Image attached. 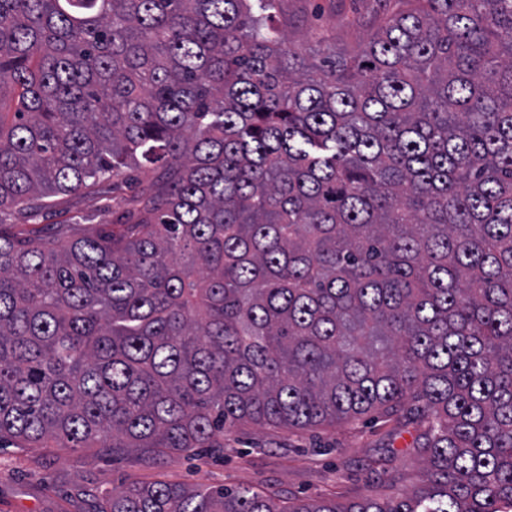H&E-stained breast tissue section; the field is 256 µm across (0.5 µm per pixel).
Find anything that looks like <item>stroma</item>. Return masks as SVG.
<instances>
[{
	"label": "stroma",
	"mask_w": 512,
	"mask_h": 512,
	"mask_svg": "<svg viewBox=\"0 0 512 512\" xmlns=\"http://www.w3.org/2000/svg\"><path fill=\"white\" fill-rule=\"evenodd\" d=\"M394 6V0H280L275 22L304 58L312 57L321 39L352 57ZM156 176L153 168L133 171L131 186L110 194L105 213L87 197H68L63 204L89 214L84 231L96 235L113 215L133 209L134 196ZM414 436L413 426L375 414L304 431L250 423L226 434L223 447L153 461L103 448H0V512H82L92 496L132 482L243 485L274 492L280 502L330 493L343 500L386 498L421 479Z\"/></svg>",
	"instance_id": "1"
}]
</instances>
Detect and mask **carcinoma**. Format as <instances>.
<instances>
[{"label":"carcinoma","instance_id":"obj_1","mask_svg":"<svg viewBox=\"0 0 512 512\" xmlns=\"http://www.w3.org/2000/svg\"><path fill=\"white\" fill-rule=\"evenodd\" d=\"M276 3L0 0V448L377 411L424 464L394 497L132 482L89 512H512V0H396L309 63ZM155 165L118 233L11 232Z\"/></svg>","mask_w":512,"mask_h":512}]
</instances>
